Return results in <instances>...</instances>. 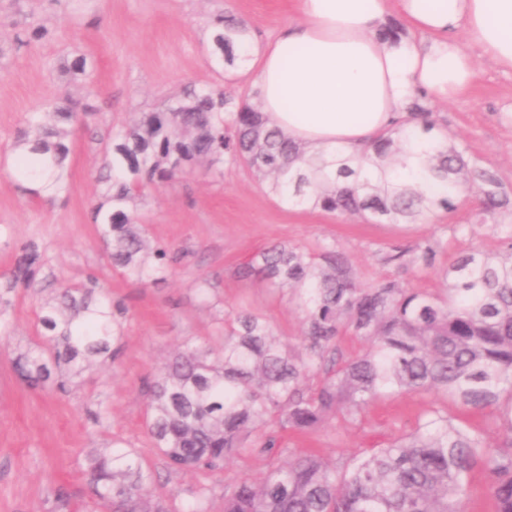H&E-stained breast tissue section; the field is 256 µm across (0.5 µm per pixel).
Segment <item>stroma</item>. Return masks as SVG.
<instances>
[{
  "label": "stroma",
  "instance_id": "obj_1",
  "mask_svg": "<svg viewBox=\"0 0 512 512\" xmlns=\"http://www.w3.org/2000/svg\"><path fill=\"white\" fill-rule=\"evenodd\" d=\"M28 6L49 33L20 45L16 37L28 23L0 0V43L11 47L0 59V284L22 249L37 251L42 262L36 292L0 295V512H52L60 484L75 502L84 501L89 456L114 444L135 451L154 474L149 493L172 507L193 501L204 486L218 505L226 487L259 482L281 460L312 454L334 466L410 431L431 409L456 414L447 398L406 393L369 406L354 421L337 416L304 433L280 431L275 455L245 439L244 451L218 474L169 471L145 428L148 390L163 364L188 344L220 345L225 313L243 308L263 313L288 348H303L304 315L295 303L265 283L235 275L256 252L273 244L311 251L332 244L348 257L361 285L391 280L437 292L443 268L475 250H498L500 241L488 225L476 223L481 201L475 194L456 201L453 211L439 210L431 224H370L288 206L252 171L221 164L212 174L190 173L151 190L139 212L147 237L185 256L165 282L143 285L108 264L93 224L92 209L105 193L98 174L106 143L132 113L160 107L189 85L255 102L251 76L237 73L225 82L212 62L214 21L220 14L243 20L261 43L298 20L294 0H74L64 16L54 0H29ZM469 52L471 89L429 109L450 139L497 171L512 195V71L498 69L477 46ZM66 54L87 60L86 77L71 85L53 71ZM66 96L90 106L92 114L72 129L68 190L34 201L13 169L16 137L33 112ZM434 239L447 246L428 267L384 264L376 257L380 250L409 251ZM94 278L106 284L120 311L116 354L100 357L66 390L50 381L28 385L14 362L44 340L42 302L61 281L86 284Z\"/></svg>",
  "mask_w": 512,
  "mask_h": 512
}]
</instances>
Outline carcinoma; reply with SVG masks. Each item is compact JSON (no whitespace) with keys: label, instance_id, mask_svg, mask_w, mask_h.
I'll return each mask as SVG.
<instances>
[{"label":"carcinoma","instance_id":"cac0c4a2","mask_svg":"<svg viewBox=\"0 0 512 512\" xmlns=\"http://www.w3.org/2000/svg\"><path fill=\"white\" fill-rule=\"evenodd\" d=\"M248 27L220 15L211 34L215 62L231 66L234 44ZM54 70L64 83L86 73V58L63 55ZM90 112L73 100L47 104L27 121L17 141L15 167L32 200L67 189L71 127ZM439 125L423 105L361 152L328 160L306 151L271 125L255 105L226 93L191 86L161 108L138 112L112 134L105 159L104 200L93 208L108 263L143 284L163 280L177 263L172 249L152 244L137 212L156 185L219 164H244L269 193L296 207L321 209L377 224H430L439 209L472 193L482 223L512 200L495 171L468 156L463 144L438 137L428 156L430 176L448 187L430 196L417 185L395 186L386 171L399 164L411 131ZM494 254L470 253L443 271V293L401 288L392 281L361 287L348 257L326 244L317 252L274 245L238 269L284 290L304 314V351L282 348L270 321L242 309L224 319L217 347L187 348L160 370L150 391L147 432L173 471L224 470L243 449L245 435L272 452L273 427L305 432L331 416L354 418L386 396L412 391L441 395L460 415L433 409L409 433L381 448L357 452L328 469L313 455L279 463L260 484L241 480L224 494L223 512H463L468 479L481 465L495 512H512V227L501 229ZM442 242L426 241L385 263L432 265ZM38 254L23 249L7 289H29ZM39 321L52 333L49 352L28 351L15 361L31 383L55 379L64 390L120 335L106 286L65 284L41 306ZM368 343L364 353L336 365L325 354L346 333ZM496 441L488 440V433ZM91 503L75 505L62 486L53 495L60 512H174L142 490L153 473L134 452L105 449L86 469Z\"/></svg>","mask_w":512,"mask_h":512}]
</instances>
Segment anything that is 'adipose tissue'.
<instances>
[{
    "instance_id": "1",
    "label": "adipose tissue",
    "mask_w": 512,
    "mask_h": 512,
    "mask_svg": "<svg viewBox=\"0 0 512 512\" xmlns=\"http://www.w3.org/2000/svg\"><path fill=\"white\" fill-rule=\"evenodd\" d=\"M385 2L298 0L300 21L248 49L244 70L264 115L309 150L361 148L420 96L445 102L464 95L475 75L464 41L512 70V0H398L409 32L395 41L378 37ZM434 141L413 131L393 179L444 193L425 171Z\"/></svg>"
}]
</instances>
